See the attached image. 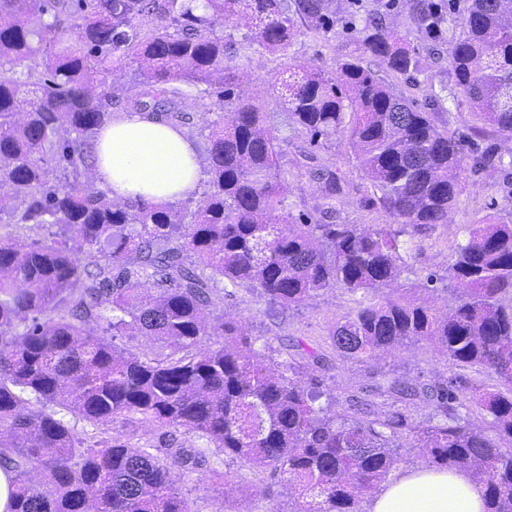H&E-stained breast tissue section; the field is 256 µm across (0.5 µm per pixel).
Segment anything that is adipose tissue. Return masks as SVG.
Masks as SVG:
<instances>
[{"label": "adipose tissue", "mask_w": 512, "mask_h": 512, "mask_svg": "<svg viewBox=\"0 0 512 512\" xmlns=\"http://www.w3.org/2000/svg\"><path fill=\"white\" fill-rule=\"evenodd\" d=\"M93 176L113 200L173 205L203 177L195 142L145 112H117L97 136ZM483 490L464 470L409 468L368 497L365 512H485Z\"/></svg>", "instance_id": "adipose-tissue-1"}]
</instances>
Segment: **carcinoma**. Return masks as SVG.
<instances>
[{"instance_id":"cac0c4a2","label":"carcinoma","mask_w":512,"mask_h":512,"mask_svg":"<svg viewBox=\"0 0 512 512\" xmlns=\"http://www.w3.org/2000/svg\"><path fill=\"white\" fill-rule=\"evenodd\" d=\"M409 2L415 41L452 45L448 83L427 89L431 111L354 56L330 71L290 64L269 79L311 148L348 132L390 219L362 228L333 222L345 181L317 165L321 218L292 214L281 139L231 71L261 49L286 55L303 29L336 32L339 0H0V184L9 187L0 192L9 228L0 234V467L14 474L10 512H193L170 471L219 477L221 454L271 469L296 496L292 512H362L397 463L407 416L369 404L357 421L331 416L318 405V376L297 379L287 361L271 373L234 323L209 322L214 297L242 285L282 307L342 286L358 299L326 340L343 356L434 340L455 366L496 379L469 395L457 373L430 387L387 379L376 391L430 405L420 438L429 464L470 471L486 512H512V452L500 446L512 443V219L469 225L444 274L382 292L414 273L422 237L448 224L462 193L458 170L473 143L433 113L461 93L512 136V0H470L462 14L450 0ZM382 16L349 14L361 53L417 80L418 46L389 35ZM232 18L246 20L238 37L224 34ZM127 58L140 70L125 105L182 126L183 87L218 81L214 106L228 116L206 127L207 191L188 224L172 206L117 203L86 180L95 135L118 103L98 89L109 63ZM52 227L50 242L37 239ZM439 284L468 293L443 314L412 295ZM130 329L161 352L119 349ZM203 336L224 343L199 351ZM121 414L160 429V444L77 429ZM477 414L491 417L494 436ZM174 431L199 445L168 442ZM32 469L43 483L29 480Z\"/></svg>"}]
</instances>
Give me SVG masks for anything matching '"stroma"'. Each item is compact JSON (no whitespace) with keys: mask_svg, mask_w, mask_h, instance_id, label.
Segmentation results:
<instances>
[{"mask_svg":"<svg viewBox=\"0 0 512 512\" xmlns=\"http://www.w3.org/2000/svg\"><path fill=\"white\" fill-rule=\"evenodd\" d=\"M357 51L356 44L344 36L326 39L306 32L293 40L287 55L256 54L241 77L243 90L259 97L269 125L285 139L286 156L281 162V177L288 184L287 204L293 213H314L320 202L321 185L305 168L298 166L304 139L289 125L286 111L271 98L260 77L291 63L329 70L334 68L337 60ZM477 144L480 150L503 158L504 163L494 169L477 170L471 162H464L461 172L463 191L458 205L448 214L447 232L424 239L415 254L413 264L419 273L444 272L455 244L464 237L466 225L478 223L491 214L503 218L512 216V137L497 133L478 139ZM316 156L320 166L336 170L348 186L336 216L337 223L387 222L388 217L381 206L365 204L373 190L346 136H337L331 147L317 150ZM351 305L350 293L337 287L321 293L308 304L280 310L269 307L241 287L235 289L233 295L219 300L214 313L237 322L245 336L261 338L266 344V354L274 361L287 359L306 365L310 362V352L322 354L323 362L318 368L324 382L322 404L333 415H356V402L364 400L376 402L380 410H394L393 401L377 396L374 391L375 384L382 378L435 384L455 373L456 368L447 355L427 342L382 353L366 363L341 357L326 343V330L335 316L347 311ZM222 470L224 479L219 482L176 469L171 473V482L191 501L194 512H218L222 507L227 512H287L293 493L270 471H259L231 458L225 459Z\"/></svg>","mask_w":512,"mask_h":512,"instance_id":"obj_1","label":"stroma"}]
</instances>
